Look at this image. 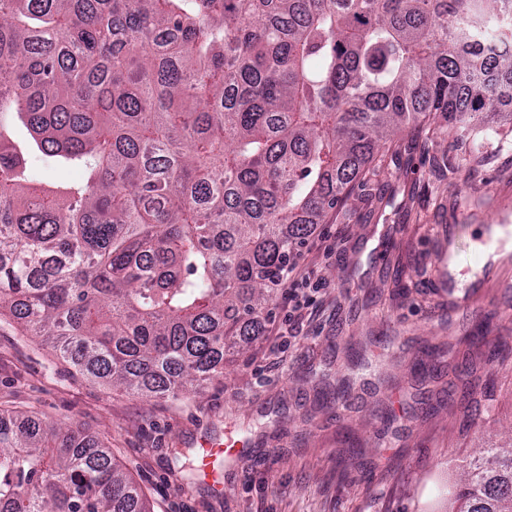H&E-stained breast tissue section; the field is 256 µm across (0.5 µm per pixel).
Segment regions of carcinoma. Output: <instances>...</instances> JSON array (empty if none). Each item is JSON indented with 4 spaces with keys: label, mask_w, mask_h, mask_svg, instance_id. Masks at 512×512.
Returning a JSON list of instances; mask_svg holds the SVG:
<instances>
[{
    "label": "carcinoma",
    "mask_w": 512,
    "mask_h": 512,
    "mask_svg": "<svg viewBox=\"0 0 512 512\" xmlns=\"http://www.w3.org/2000/svg\"><path fill=\"white\" fill-rule=\"evenodd\" d=\"M486 35L512 41V0H0V321L113 390L208 384L382 141L512 106ZM448 494L512 512V444ZM0 512L152 510L81 426L0 410Z\"/></svg>",
    "instance_id": "obj_1"
}]
</instances>
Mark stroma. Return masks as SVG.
<instances>
[{
  "label": "stroma",
  "mask_w": 512,
  "mask_h": 512,
  "mask_svg": "<svg viewBox=\"0 0 512 512\" xmlns=\"http://www.w3.org/2000/svg\"><path fill=\"white\" fill-rule=\"evenodd\" d=\"M497 217L512 226V121L426 120L313 225L301 252L323 286L295 335L274 307L223 376L171 400L112 391L0 328V409L81 425L154 512H441L474 448L512 437V251L484 257ZM230 434L250 445L221 490L186 480L172 449Z\"/></svg>",
  "instance_id": "35a3bbf8"
}]
</instances>
